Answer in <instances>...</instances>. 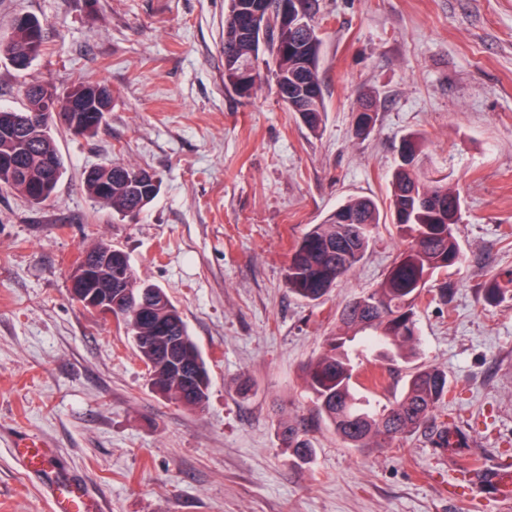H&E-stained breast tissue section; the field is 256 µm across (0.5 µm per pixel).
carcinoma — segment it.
I'll return each instance as SVG.
<instances>
[{"instance_id":"obj_1","label":"carcinoma","mask_w":512,"mask_h":512,"mask_svg":"<svg viewBox=\"0 0 512 512\" xmlns=\"http://www.w3.org/2000/svg\"><path fill=\"white\" fill-rule=\"evenodd\" d=\"M234 0H227L224 18V85L241 98L251 97L261 83L244 79L242 64L259 54L260 44L233 16ZM43 46L42 24L33 17L19 19L9 40L0 45L4 56L35 60ZM267 47L275 57L276 93L293 112L302 110L304 124L317 130L326 112L320 74L321 39H309L291 22L274 18ZM23 112H48L43 84L28 85ZM374 98L360 100L354 120L376 123ZM17 110L0 108V187L17 191L35 204L45 202L42 188L50 169L63 176L65 164L44 121L35 119L21 135L9 132ZM423 143L409 134L402 138L399 159L391 176L389 211L392 226L406 247L380 285L345 305L337 317L336 332L327 338L324 352L306 370V383L314 394L318 414L350 448H383L399 436L416 432L447 398L448 375L436 366L418 367L409 375L399 399L376 407L356 393L355 365L350 346L356 341L379 351L391 362L408 363L418 354L416 309L429 279L439 271L459 265L464 255L457 233L461 202L443 179L428 176L421 164ZM143 169L122 163L88 177L85 187L98 203L127 217L143 211L157 196L143 184ZM377 202L352 198L339 205L295 244L289 257L290 291L310 302L329 294L363 259L374 229L380 224ZM112 253V263L95 267L97 290L118 287L124 301L115 316L132 339L136 355L147 367L151 390L165 400L199 412L205 409L210 376L205 359L190 335L181 312L160 286L140 279L127 254L100 242L86 256ZM512 288V272L486 284V299L497 300ZM184 337V346L169 351L172 337ZM283 445L306 463L314 448L301 430L287 419L279 423Z\"/></svg>"}]
</instances>
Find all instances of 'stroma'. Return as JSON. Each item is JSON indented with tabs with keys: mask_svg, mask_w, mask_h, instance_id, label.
I'll list each match as a JSON object with an SVG mask.
<instances>
[{
	"mask_svg": "<svg viewBox=\"0 0 512 512\" xmlns=\"http://www.w3.org/2000/svg\"><path fill=\"white\" fill-rule=\"evenodd\" d=\"M326 112L318 130L265 81L249 99L224 86L225 0H0V39L38 18L44 50L25 71L0 58V108L26 82L112 91L97 135L54 132L66 173L34 205L0 189V512H53L18 454L52 448L103 512H512L484 476L512 462V0H314ZM377 123L353 134L359 99ZM461 197L463 263L435 276L417 311L421 363L449 394L389 448H348L318 414L305 369L336 314L375 288L404 244L379 224L363 260L322 303L289 291L294 245L347 199L386 208L403 136ZM124 162L157 175L139 215L113 216L87 193L89 169ZM165 289L207 361L206 408L158 397L122 326L80 307L70 272L99 241ZM358 393L387 404L409 367L353 353ZM315 453L283 448L281 418ZM461 446L440 448L441 425Z\"/></svg>",
	"mask_w": 512,
	"mask_h": 512,
	"instance_id": "35a3bbf8",
	"label": "stroma"
}]
</instances>
